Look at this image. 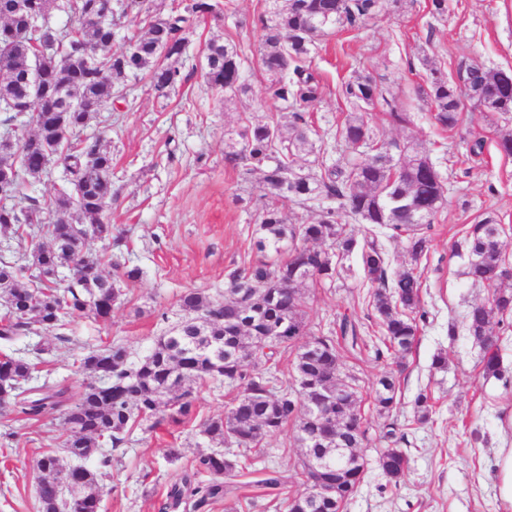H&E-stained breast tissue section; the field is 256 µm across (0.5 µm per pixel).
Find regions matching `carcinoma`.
I'll use <instances>...</instances> for the list:
<instances>
[{
	"instance_id": "1",
	"label": "carcinoma",
	"mask_w": 512,
	"mask_h": 512,
	"mask_svg": "<svg viewBox=\"0 0 512 512\" xmlns=\"http://www.w3.org/2000/svg\"><path fill=\"white\" fill-rule=\"evenodd\" d=\"M104 0H80L81 17L63 33L45 37L34 30L31 12L51 8L54 0H0V126L16 125L19 104L30 106L31 130L21 141L0 140V408L28 419L49 411L60 413L68 429L62 442L77 464L62 468L56 452L43 453L37 476L39 512H99L101 478L83 461L109 445L128 441L132 430L153 429L167 420L188 424L195 418L191 384L221 380L235 393L224 415L208 419L202 432L216 445L256 448L262 441L296 423L302 454L322 453L329 461L324 479L339 481L332 498L313 512H339L345 507L365 470L359 449L369 443L360 415L359 388L338 399L332 412L340 418L334 438L321 446L308 439L323 432L318 416L322 388L336 390L342 375L340 351L373 353L379 360L402 357L413 347L419 324L427 319L421 304V263L429 251L428 231L443 206V178L428 155L410 143L393 155L379 144L369 124V106L383 97L375 80L356 74L341 84L340 95L352 108L336 129V138L352 155L344 164L314 159L306 170L299 159L317 155L319 133L310 112L325 94L319 73L312 67L310 46L336 31H353L376 17L385 0H269L254 24L262 32L261 66L267 93L289 108L288 129L273 116H255L238 130L224 133V165L242 174L257 172L274 202L256 218L254 245L282 260L259 261L226 274L224 296L195 289L180 297L182 320L156 338L149 353L133 360L119 343L95 346L81 359L78 371L107 374L95 388L84 385L77 399L67 390L48 384L43 375L51 352L45 345L30 351L16 346L23 337L59 333L71 318L88 315L105 320L122 295L121 284L140 278L142 271L123 259L87 249L96 238L117 246L108 210L112 205V154L96 138H78L93 113L90 104L105 108L126 99V81L136 72L147 74L151 87L165 96L179 81L178 66L186 34L196 19L225 14L232 0H190L184 11L151 16L147 32L129 39L127 51L112 53V20L98 22ZM40 43L47 63L32 71V44ZM431 80L421 90L435 123L454 128L473 101L491 115L512 112V73L469 65L450 80L430 69ZM205 77L211 88L230 99L248 92L243 61L233 43L211 42L206 51ZM59 161L69 174L67 185L53 200L41 202L16 194L40 179ZM317 201L321 214L306 224H288L282 209L288 203ZM416 209L423 222H408L407 209ZM360 224L386 227L405 238L408 260L390 269L385 251L375 240L358 239L340 222L341 215ZM49 239L44 244L40 238ZM468 275L494 289L492 303H476L466 314L468 335L484 350L483 372L502 378L508 373L499 352L495 316L512 314V285H504L499 224L490 214L474 220L466 239ZM357 254L366 280L374 287L372 307L377 333L370 335L355 319L344 315L330 335H311L306 323L309 281L331 284L339 277L342 260ZM112 267L107 275L105 265ZM73 267L69 279L49 276ZM316 344L306 348L302 339ZM294 352L292 383L280 384L271 372L283 354ZM399 380L393 372L376 382L374 405L384 418L383 439L389 446L377 451V464L390 481L405 474L408 459L401 445L408 443L392 419L398 404ZM414 422L425 424L434 405L427 393L418 395ZM247 462L222 452L199 454L167 491L160 512H177L185 500L200 509L244 489L223 477L243 472ZM209 479H199L201 475ZM254 486L280 492L276 471L261 469Z\"/></svg>"
}]
</instances>
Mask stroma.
Segmentation results:
<instances>
[{"label": "stroma", "mask_w": 512, "mask_h": 512, "mask_svg": "<svg viewBox=\"0 0 512 512\" xmlns=\"http://www.w3.org/2000/svg\"><path fill=\"white\" fill-rule=\"evenodd\" d=\"M264 5V0H234L232 14L197 21L186 35L183 81L168 97L155 94L146 74L129 76L127 100L102 109L85 128V135L100 137L112 155L110 220L123 238L125 258L143 274L123 286L109 319L72 318L67 342L46 356L50 382L79 393L87 377L74 373L72 364L100 344L118 341L132 357L144 356L165 322L180 319L178 299L184 289L217 294L229 269L260 260L253 245L255 218L264 203L260 179L225 167L224 133L254 115L285 114L283 103L268 95L260 67L262 33L253 20ZM228 39L245 58L250 86L229 101L205 79L207 44ZM311 57L326 86L313 121L327 162L345 158L335 132L348 107L337 88L359 71L374 77L386 96L368 109L377 139L423 148L447 188L422 262V304L429 317L419 326L400 376L396 417L408 433V469L399 483L389 482L375 462L382 421L371 398L373 384L393 360L366 353L343 356L345 371L358 379L371 437L364 479L344 512H498L494 450L502 420L512 415V380L483 375L482 350L466 330V310L487 301L491 291L468 279L463 239L477 216L494 213L502 228L505 267L512 273V157L497 148L499 134L512 130V114L491 122L471 106L454 129L445 131L417 89L426 85L433 67L451 75L471 64L512 70V0H448L444 19L432 15L430 0H387L360 30L318 41ZM392 104L410 112L408 125L389 123L386 112ZM478 138L484 147L474 155L469 147ZM346 264L347 275L332 285L305 287L312 334L328 330L345 314L369 327L375 322L369 306L372 286L357 257ZM452 323L457 326L453 336L448 333ZM440 351L447 364L432 369ZM424 391L434 413L430 422L418 425L414 401ZM193 393L196 418L191 423L151 432L134 429L131 442L109 451L101 512H158L170 484L193 457L211 451L202 422L223 414L231 395L202 382L194 384ZM65 434L55 415L29 420L10 411L0 414V512H39L36 462ZM172 448L182 452L178 461L168 459ZM260 452V466L275 469L288 493L303 490L295 427L265 439Z\"/></svg>", "instance_id": "1"}]
</instances>
